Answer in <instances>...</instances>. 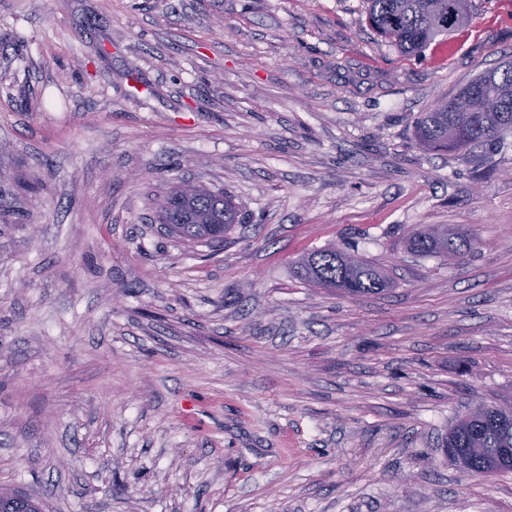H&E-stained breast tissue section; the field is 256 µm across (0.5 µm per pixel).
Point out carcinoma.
Masks as SVG:
<instances>
[{"label": "carcinoma", "mask_w": 512, "mask_h": 512, "mask_svg": "<svg viewBox=\"0 0 512 512\" xmlns=\"http://www.w3.org/2000/svg\"><path fill=\"white\" fill-rule=\"evenodd\" d=\"M369 23L404 56L419 55L438 37L462 28L471 17V0H365ZM417 141L436 151L493 146L512 135V63L476 75L451 98L421 112L414 126ZM160 220L171 233L191 242L224 243L242 223L234 201L222 192L197 187L185 196L174 189L160 205ZM417 255L460 257L475 243L460 231L428 227L406 241ZM304 281L351 297L381 294L392 281L378 264L335 246L313 250L296 264ZM512 445V406H480L448 424L442 447L454 460L464 459L473 477L496 473V449ZM7 500L0 512H41L39 502L0 488Z\"/></svg>", "instance_id": "cac0c4a2"}]
</instances>
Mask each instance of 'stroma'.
Instances as JSON below:
<instances>
[{
    "label": "stroma",
    "mask_w": 512,
    "mask_h": 512,
    "mask_svg": "<svg viewBox=\"0 0 512 512\" xmlns=\"http://www.w3.org/2000/svg\"><path fill=\"white\" fill-rule=\"evenodd\" d=\"M401 55L363 0H0V486L42 512H512L439 446L512 405V136L414 121L512 60V0ZM243 224L156 215L184 183ZM425 224L462 258L418 256ZM387 269L297 278L328 244ZM160 212L162 224H167L171 233L208 245L223 244L224 237L243 220L238 206L229 196L200 187H195L187 196L181 195L179 188L167 192ZM406 246L417 255L460 257L474 251L476 244L460 231H448L447 226L415 232L407 239ZM304 281L351 297L381 294L392 281L378 264L336 246L310 251L296 264Z\"/></svg>",
    "instance_id": "stroma-1"
}]
</instances>
